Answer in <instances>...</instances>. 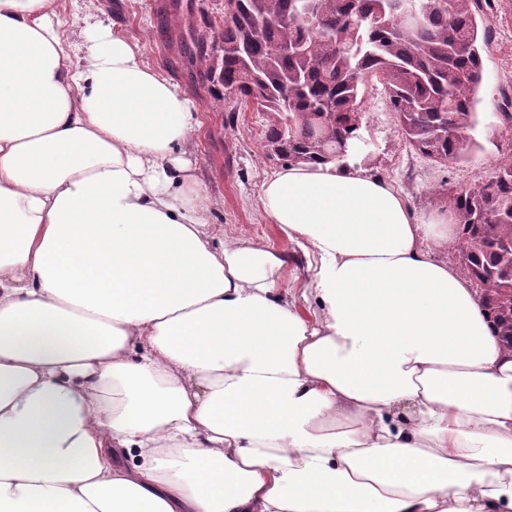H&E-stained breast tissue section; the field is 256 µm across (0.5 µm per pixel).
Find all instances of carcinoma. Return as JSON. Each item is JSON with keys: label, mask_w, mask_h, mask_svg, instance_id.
Listing matches in <instances>:
<instances>
[{"label": "carcinoma", "mask_w": 512, "mask_h": 512, "mask_svg": "<svg viewBox=\"0 0 512 512\" xmlns=\"http://www.w3.org/2000/svg\"><path fill=\"white\" fill-rule=\"evenodd\" d=\"M234 0L207 65L235 100L270 115L265 147L292 163L342 162L363 141V89L384 88L401 135L446 165L478 122L482 51L493 28L480 0ZM457 216L464 267L498 335L512 344V156L495 181L436 191Z\"/></svg>", "instance_id": "cac0c4a2"}]
</instances>
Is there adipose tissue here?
Listing matches in <instances>:
<instances>
[{"mask_svg":"<svg viewBox=\"0 0 512 512\" xmlns=\"http://www.w3.org/2000/svg\"><path fill=\"white\" fill-rule=\"evenodd\" d=\"M55 3L0 0V512H512V349L447 214L276 171L302 311L281 254L217 238L179 85Z\"/></svg>","mask_w":512,"mask_h":512,"instance_id":"ef3b65f1","label":"adipose tissue"}]
</instances>
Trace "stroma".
Listing matches in <instances>:
<instances>
[{
	"mask_svg": "<svg viewBox=\"0 0 512 512\" xmlns=\"http://www.w3.org/2000/svg\"><path fill=\"white\" fill-rule=\"evenodd\" d=\"M96 5L104 19L139 43L144 61L179 84L200 111L202 125L191 142L192 160L217 233L228 239L246 235L284 253L290 274L280 289L299 295L311 277L308 260L296 243L267 223L259 207L262 182L282 166L264 148L267 117L250 107L236 112L216 107L223 86L200 78L205 62H220L223 54L216 33L224 18V0H96ZM492 24L493 42L483 55L479 122L469 133L477 146L463 160L443 166L415 151L399 135L382 85L376 82L365 89L360 133L367 145L352 162L384 178L417 215L439 210L434 190L440 184L459 187L491 180L512 149V129L502 120L499 94L512 83V9H498ZM199 39L204 49H197Z\"/></svg>",
	"mask_w": 512,
	"mask_h": 512,
	"instance_id": "35a3bbf8",
	"label": "stroma"
}]
</instances>
